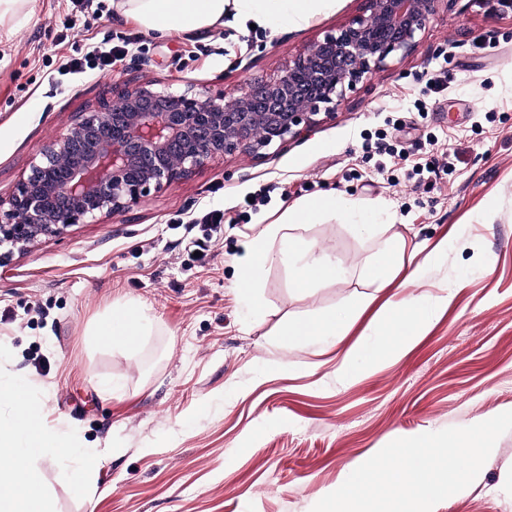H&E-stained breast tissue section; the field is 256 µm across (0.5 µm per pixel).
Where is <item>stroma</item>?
Returning <instances> with one entry per match:
<instances>
[{
	"mask_svg": "<svg viewBox=\"0 0 512 512\" xmlns=\"http://www.w3.org/2000/svg\"><path fill=\"white\" fill-rule=\"evenodd\" d=\"M441 0L414 50L366 75L336 114L262 157L217 158L118 216L76 224L0 264V381L31 383L44 420L102 458L91 490L40 462L54 512H311L352 464L389 442L512 411V9ZM333 0L301 26L224 27L158 37L72 0H32L0 27V199L77 113L112 100L111 71L63 76L91 44L120 45L131 83L233 93L361 15ZM269 189L265 202L246 197ZM323 195L403 225L413 294L449 295L399 355L343 376L345 354L376 341L398 283L368 289L360 270L386 237L327 215L300 236L344 273L295 288L280 256L246 296L233 283L248 242L288 208ZM220 209V237L190 263L185 227ZM370 305L338 342L284 343L292 320ZM153 325L132 350L99 343L116 304ZM120 385L104 394L102 381ZM472 486L433 512H512V432Z\"/></svg>",
	"mask_w": 512,
	"mask_h": 512,
	"instance_id": "stroma-1",
	"label": "stroma"
}]
</instances>
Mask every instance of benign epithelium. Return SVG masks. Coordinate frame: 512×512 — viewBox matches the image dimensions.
<instances>
[{
  "label": "benign epithelium",
  "mask_w": 512,
  "mask_h": 512,
  "mask_svg": "<svg viewBox=\"0 0 512 512\" xmlns=\"http://www.w3.org/2000/svg\"><path fill=\"white\" fill-rule=\"evenodd\" d=\"M441 0H366L337 34L311 45L273 77L228 95L123 84L110 102L76 115L52 138L8 199L0 263L74 224L121 215L211 160L261 154L329 117L346 92L396 54H409Z\"/></svg>",
  "instance_id": "7a95c632"
}]
</instances>
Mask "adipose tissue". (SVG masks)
<instances>
[{"label":"adipose tissue","mask_w":512,"mask_h":512,"mask_svg":"<svg viewBox=\"0 0 512 512\" xmlns=\"http://www.w3.org/2000/svg\"><path fill=\"white\" fill-rule=\"evenodd\" d=\"M319 0H112L114 16L134 21L142 30L158 35L173 32L199 33L223 26L225 16L240 24L258 22L302 25L309 21ZM349 201L325 195L288 208L282 219L266 225L249 244L250 256L241 266L234 283L245 295L261 285L260 271L274 259L273 244L289 250L302 248L297 229L322 215L352 209ZM387 248L366 266L368 284L381 288L395 276L412 285L420 268H405L402 254L405 236L393 231ZM291 278L297 288H326L340 282L336 263L330 257L312 255L296 265ZM448 299L407 296L389 307L379 327L376 344L358 354L345 355L339 370L348 374L371 364L379 357H393L420 336L428 320L439 313ZM149 320L145 310L133 303L114 308L99 323L95 334L103 344L131 348L146 333ZM348 326L345 312L310 315L289 322L282 334L286 342L309 348L343 335ZM0 398L7 399L13 419L0 423V512H52L44 492L38 465L45 455L73 462L74 471L85 484H92L101 453L94 447H80L64 434L48 427L40 417L41 402L26 382L17 380L0 387Z\"/></svg>","instance_id":"adipose-tissue-1"}]
</instances>
